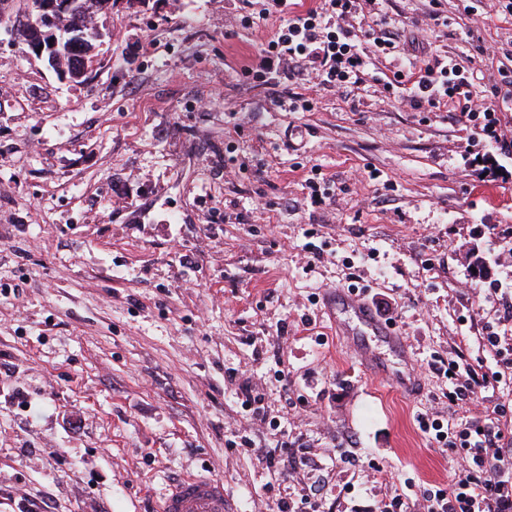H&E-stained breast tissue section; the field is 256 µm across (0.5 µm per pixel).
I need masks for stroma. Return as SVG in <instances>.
Listing matches in <instances>:
<instances>
[{
	"mask_svg": "<svg viewBox=\"0 0 512 512\" xmlns=\"http://www.w3.org/2000/svg\"><path fill=\"white\" fill-rule=\"evenodd\" d=\"M268 5L112 0L83 82L0 21V512H158L197 473L228 512H384L466 464L423 419L512 418V180L471 167L512 170V105L502 147L369 77H257ZM428 9L365 6L397 38L375 71L453 61L494 105L512 0ZM351 288L404 356L338 330ZM459 350L490 385L452 404L432 365Z\"/></svg>",
	"mask_w": 512,
	"mask_h": 512,
	"instance_id": "35a3bbf8",
	"label": "stroma"
}]
</instances>
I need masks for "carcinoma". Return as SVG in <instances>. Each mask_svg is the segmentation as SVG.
I'll return each instance as SVG.
<instances>
[{
  "label": "carcinoma",
  "mask_w": 512,
  "mask_h": 512,
  "mask_svg": "<svg viewBox=\"0 0 512 512\" xmlns=\"http://www.w3.org/2000/svg\"><path fill=\"white\" fill-rule=\"evenodd\" d=\"M30 1L36 2L17 0L19 10L24 12L26 18V22L17 28V34L28 44L39 39L47 30L41 15L34 10H28ZM108 3L109 0H81L80 7L87 14L78 19L71 18L63 27L56 28L58 47L55 49L54 68L74 74L92 63V51L102 37L94 22L95 14Z\"/></svg>",
  "instance_id": "carcinoma-1"
}]
</instances>
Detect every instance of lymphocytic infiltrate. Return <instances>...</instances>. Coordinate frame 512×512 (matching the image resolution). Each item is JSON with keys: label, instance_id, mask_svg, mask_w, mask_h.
<instances>
[{"label": "lymphocytic infiltrate", "instance_id": "obj_1", "mask_svg": "<svg viewBox=\"0 0 512 512\" xmlns=\"http://www.w3.org/2000/svg\"><path fill=\"white\" fill-rule=\"evenodd\" d=\"M281 23L252 61L259 70L306 69L324 86L358 84L368 70L369 54L356 41L353 20L363 13L362 0H323L322 6L289 12L288 0H274ZM414 107L452 105L459 119L474 120L472 85L452 64L426 65L414 78ZM468 465L447 488L424 495L423 512H512V436L501 426L500 412L486 423L465 422L454 432Z\"/></svg>", "mask_w": 512, "mask_h": 512}]
</instances>
